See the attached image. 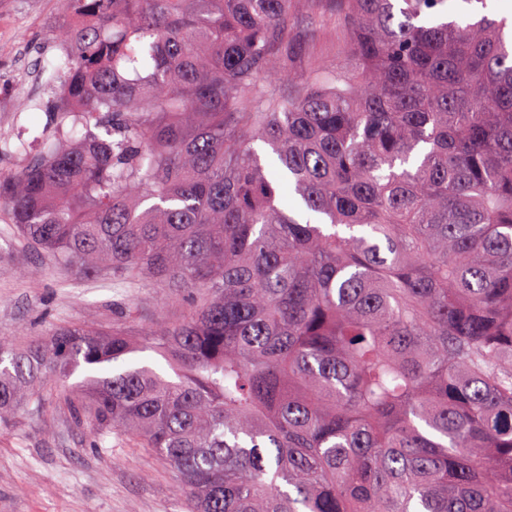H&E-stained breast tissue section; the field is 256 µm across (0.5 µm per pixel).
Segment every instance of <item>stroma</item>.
<instances>
[{
  "mask_svg": "<svg viewBox=\"0 0 512 512\" xmlns=\"http://www.w3.org/2000/svg\"><path fill=\"white\" fill-rule=\"evenodd\" d=\"M332 0H294L290 27L326 66L344 63ZM67 20L64 0H0V175L21 169L54 133L55 113L28 108L65 56L49 34ZM188 306L166 286L130 288L107 269L53 260L0 209V336L41 339L60 326L119 324L140 332L181 320ZM0 512H187L174 475L122 435H90L45 405L0 427Z\"/></svg>",
  "mask_w": 512,
  "mask_h": 512,
  "instance_id": "1",
  "label": "stroma"
}]
</instances>
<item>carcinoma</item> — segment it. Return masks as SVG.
<instances>
[{"instance_id":"cac0c4a2","label":"carcinoma","mask_w":512,"mask_h":512,"mask_svg":"<svg viewBox=\"0 0 512 512\" xmlns=\"http://www.w3.org/2000/svg\"><path fill=\"white\" fill-rule=\"evenodd\" d=\"M339 2L354 69L309 57L291 96L292 0H66L93 21L50 34L80 50L44 111L84 135L0 207L199 301L141 337L0 336V425L52 403L123 434L190 512H512V19Z\"/></svg>"}]
</instances>
